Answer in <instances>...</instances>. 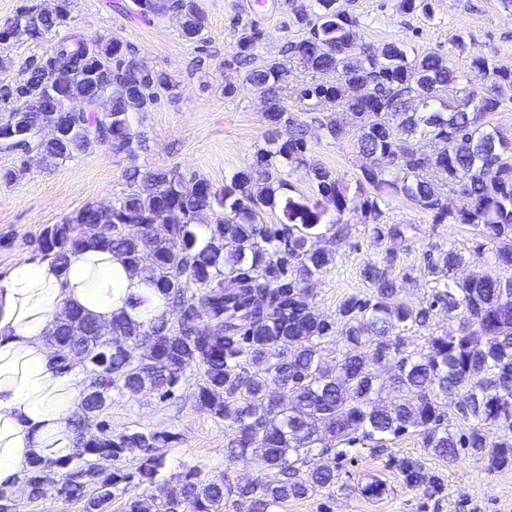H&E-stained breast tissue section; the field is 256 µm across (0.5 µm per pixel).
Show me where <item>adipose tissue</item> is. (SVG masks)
Segmentation results:
<instances>
[{
  "label": "adipose tissue",
  "instance_id": "adipose-tissue-1",
  "mask_svg": "<svg viewBox=\"0 0 512 512\" xmlns=\"http://www.w3.org/2000/svg\"><path fill=\"white\" fill-rule=\"evenodd\" d=\"M140 289L111 251L94 248L64 273L38 259L0 279V488L21 494L18 477L32 455L55 459L72 450L69 418L85 383L82 374L50 365L46 335L56 316L74 306L105 325Z\"/></svg>",
  "mask_w": 512,
  "mask_h": 512
}]
</instances>
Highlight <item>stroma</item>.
Returning a JSON list of instances; mask_svg holds the SVG:
<instances>
[{"mask_svg": "<svg viewBox=\"0 0 512 512\" xmlns=\"http://www.w3.org/2000/svg\"><path fill=\"white\" fill-rule=\"evenodd\" d=\"M131 2L72 0L67 26L46 40L0 44V87L22 82L32 61L52 43L72 35L120 38L131 46L136 61L168 74L174 83L171 95L154 111L130 113L132 127L145 139L144 148L136 153L117 154L102 143L46 169L37 155L0 151V170L22 164L27 167L19 181L0 183V274L37 255V239L46 225L60 223L87 204L109 205L121 198L129 190L126 172L131 168L174 169L185 178L202 177L214 189L223 190L225 175L264 147L268 132L261 94L243 84L235 63L242 27L254 24L260 31L254 50L256 62L278 60L292 85L312 77L287 51L298 34L288 25L285 6L259 11L253 9V0H195L204 28L201 41L190 42L181 34L177 14L149 21L127 12ZM431 4L432 14L426 17L404 13L399 0H355L358 35L374 47L399 41L418 53L437 49L460 65L464 58L453 45L454 36L460 33L469 48L512 68V10L503 8L501 0H431ZM228 83L238 87L229 97L224 94ZM306 159L308 166L328 169L351 185L363 164L352 134L340 140H312ZM382 209L383 223L405 225V242L375 239L357 211L341 218L348 226L344 240L338 242L328 235L318 240L319 248L336 257L331 271L311 284L313 302L326 319H335L346 297L368 294L360 275L363 261L382 259L390 251L397 255L390 273L404 280L401 299L411 306L425 303L431 296L425 257L435 247L466 256L458 277L489 270L512 278V268L491 265L492 243L467 227L435 223L432 213L402 196L387 198ZM191 391V386H184L180 397L168 401L149 392L135 398L113 395L109 426L116 434L155 429L174 434V441L164 450L163 473L168 488L174 490L190 468L199 470L204 479L231 484L260 475L257 460L226 458L232 427L229 422L214 421L197 407ZM405 459L418 461L432 476V483L419 488L407 485L399 471ZM321 461L335 466L339 474L336 488L285 501L273 512H512V466L492 470L487 462L464 450L456 461L446 463L423 448L420 435L414 432L382 448L357 444L346 455L331 453ZM374 478L386 487L379 499L359 491L361 484Z\"/></svg>", "mask_w": 512, "mask_h": 512, "instance_id": "stroma-1", "label": "stroma"}]
</instances>
